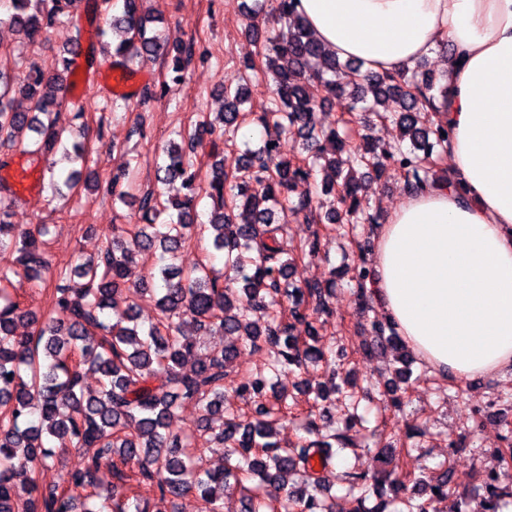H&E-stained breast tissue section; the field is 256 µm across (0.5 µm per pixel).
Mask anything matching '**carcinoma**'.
<instances>
[{
	"mask_svg": "<svg viewBox=\"0 0 512 512\" xmlns=\"http://www.w3.org/2000/svg\"><path fill=\"white\" fill-rule=\"evenodd\" d=\"M76 0H13L7 22L22 31L29 45L40 46L50 29L69 15ZM296 0H254V17L269 10L280 27L264 32L258 59L244 61L242 81L223 87L224 111L203 119L193 129L171 132L156 159V180L176 194L154 192L133 199L145 224L123 230L127 237H107L100 251L73 267L50 270L45 254L49 226L20 230L0 207V512H150L140 488L155 489L159 501L174 503L189 493L199 512H223L224 494L240 495L242 512H336V502L321 498L320 473L340 452L356 446L332 422L317 423L319 401L341 394L357 402V384L336 383L331 371L313 390L308 403V434L283 447L277 439L294 417L288 395L273 379L293 373L306 362L325 357L322 338L298 330L331 313L335 281L298 284L300 263L319 253L320 230L342 222L377 224L361 195L358 176L378 178L399 173L407 191L448 182L439 159L446 156L448 127L437 123L436 95L444 93L442 75L418 65L410 73H364L361 65L339 62L314 39ZM157 18L143 12L139 0H124L112 26L124 39L113 49L98 41V51L121 57L129 68L139 56L167 59L173 79L180 80L196 58L193 41L168 42L149 29ZM56 72L32 67L21 80L0 70V146L17 147L54 173L58 151L84 162V145L55 127L51 114L65 104L61 92L77 86V66L69 58ZM271 78L270 111L257 116L265 136L256 147L243 142L241 164L224 170L218 160L202 170L198 149L222 140L236 145L249 98L252 77ZM29 98L33 108H14V96ZM345 100L346 112H366L400 130V142L375 140L361 133L353 142L339 128L317 126L316 112L332 98ZM293 133L302 141L299 155L280 153V136ZM128 159L112 173L107 191L128 203L123 181ZM208 180L216 205L206 224L194 223L193 211L201 179ZM334 194L339 207L322 210L312 188ZM289 210L315 225L311 237L287 250L282 244L279 213ZM167 219L155 223L161 215ZM207 242L224 256L223 270L209 261L186 268L183 253L191 242ZM357 285L356 297L366 298L371 271L365 255L347 266ZM84 280L74 292L72 276ZM40 285L54 281L52 305L37 313L20 307L10 290L12 278ZM242 289L245 307L236 305ZM156 295L154 322L138 323L137 300ZM195 316L192 329L237 336L240 345L201 353L196 337L179 322L182 312ZM25 320L26 335L16 332ZM373 343L365 355L390 349L402 367L401 381L411 378L414 357L387 319L369 320ZM266 349L263 367L241 375L235 392L244 408L224 412L225 381L240 348ZM193 362L191 373L181 372ZM98 375L99 387L88 393L84 373ZM195 404L201 412L190 431L174 432L170 423L179 406ZM66 439L83 457L82 467L68 471L58 485L41 487L35 469L56 456L50 439ZM224 457L218 469H206L205 453ZM501 473H485L483 512H504L512 492L500 487ZM348 491L360 492L357 512H387L384 488L403 505L393 512H430L434 501L455 493L450 469L424 478L393 467L384 471L348 473Z\"/></svg>",
	"mask_w": 512,
	"mask_h": 512,
	"instance_id": "cac0c4a2",
	"label": "carcinoma"
}]
</instances>
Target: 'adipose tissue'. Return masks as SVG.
<instances>
[{
  "label": "adipose tissue",
  "instance_id": "1",
  "mask_svg": "<svg viewBox=\"0 0 512 512\" xmlns=\"http://www.w3.org/2000/svg\"><path fill=\"white\" fill-rule=\"evenodd\" d=\"M329 54L397 74L450 47L451 181L376 226L371 292L431 371L512 372V0H298Z\"/></svg>",
  "mask_w": 512,
  "mask_h": 512
}]
</instances>
